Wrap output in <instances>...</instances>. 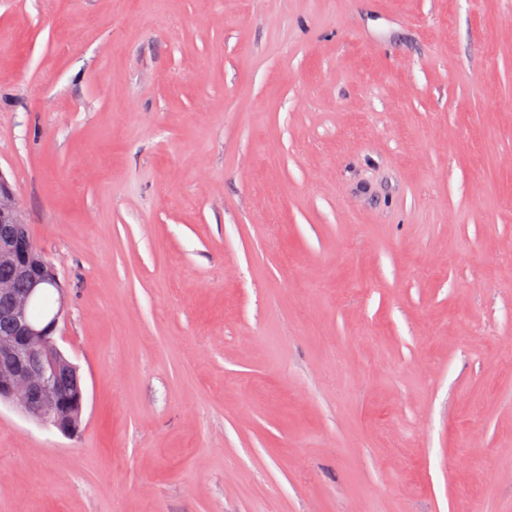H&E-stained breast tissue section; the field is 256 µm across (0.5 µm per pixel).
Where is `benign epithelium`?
Wrapping results in <instances>:
<instances>
[{
  "instance_id": "1",
  "label": "benign epithelium",
  "mask_w": 512,
  "mask_h": 512,
  "mask_svg": "<svg viewBox=\"0 0 512 512\" xmlns=\"http://www.w3.org/2000/svg\"><path fill=\"white\" fill-rule=\"evenodd\" d=\"M0 266L13 278L0 279V404L52 426L66 436L78 434L85 400L78 367L57 346L63 318L65 286L55 268L32 242L16 190L0 171ZM28 288H14L13 279ZM51 287L59 306L42 321L30 316L34 300Z\"/></svg>"
}]
</instances>
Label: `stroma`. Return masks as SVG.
Returning <instances> with one entry per match:
<instances>
[{
	"label": "stroma",
	"instance_id": "1",
	"mask_svg": "<svg viewBox=\"0 0 512 512\" xmlns=\"http://www.w3.org/2000/svg\"><path fill=\"white\" fill-rule=\"evenodd\" d=\"M0 171L86 388L0 512H512V0H0Z\"/></svg>",
	"mask_w": 512,
	"mask_h": 512
}]
</instances>
